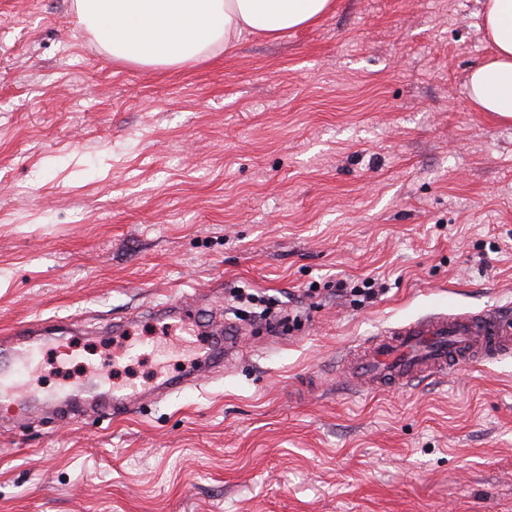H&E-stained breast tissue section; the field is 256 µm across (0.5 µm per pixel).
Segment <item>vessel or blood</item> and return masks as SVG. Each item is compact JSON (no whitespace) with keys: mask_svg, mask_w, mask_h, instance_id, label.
Masks as SVG:
<instances>
[{"mask_svg":"<svg viewBox=\"0 0 512 512\" xmlns=\"http://www.w3.org/2000/svg\"><path fill=\"white\" fill-rule=\"evenodd\" d=\"M42 321L14 329L0 340V401H25L22 379L32 376L40 355L53 348ZM224 342L209 338L195 349V361L209 364L222 358ZM512 354V313L490 309L479 313L423 318L388 331L364 343L342 367L345 383L360 393L403 388L446 377L449 370L493 361ZM150 388L108 387L97 370L63 392L41 394L47 408L64 406L69 419L94 411L117 416L150 397Z\"/></svg>","mask_w":512,"mask_h":512,"instance_id":"1","label":"vessel or blood"}]
</instances>
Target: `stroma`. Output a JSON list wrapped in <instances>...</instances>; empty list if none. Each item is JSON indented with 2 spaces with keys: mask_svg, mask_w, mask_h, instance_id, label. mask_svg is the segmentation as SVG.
Segmentation results:
<instances>
[{
  "mask_svg": "<svg viewBox=\"0 0 512 512\" xmlns=\"http://www.w3.org/2000/svg\"><path fill=\"white\" fill-rule=\"evenodd\" d=\"M480 0H335L181 66L111 58L74 0H0V335L68 319L35 391L189 363L184 301L242 327L113 419L0 413V512H512V355L375 394L336 363L431 313L512 310V122L469 104ZM386 292L367 303L364 280ZM276 316L240 315L238 290Z\"/></svg>",
  "mask_w": 512,
  "mask_h": 512,
  "instance_id": "obj_1",
  "label": "stroma"
}]
</instances>
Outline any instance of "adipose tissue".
Instances as JSON below:
<instances>
[{
	"label": "adipose tissue",
	"mask_w": 512,
	"mask_h": 512,
	"mask_svg": "<svg viewBox=\"0 0 512 512\" xmlns=\"http://www.w3.org/2000/svg\"><path fill=\"white\" fill-rule=\"evenodd\" d=\"M334 0H75L80 26L118 60L144 66L195 62L247 34L275 39L309 26ZM491 56L469 76L468 98L480 112L512 119V0H482Z\"/></svg>",
	"instance_id": "adipose-tissue-1"
}]
</instances>
